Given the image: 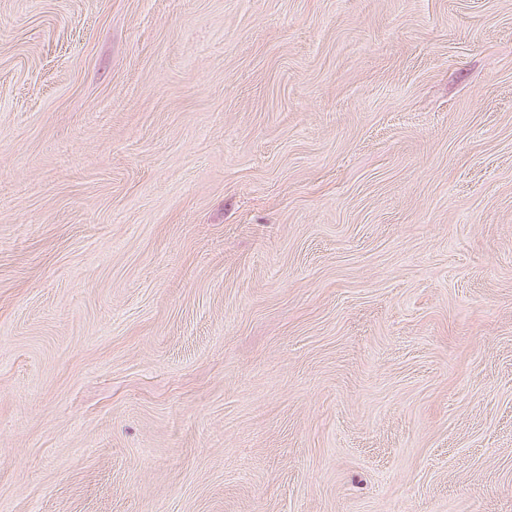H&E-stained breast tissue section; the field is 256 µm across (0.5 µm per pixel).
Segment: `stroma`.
Returning <instances> with one entry per match:
<instances>
[{"label": "stroma", "mask_w": 512, "mask_h": 512, "mask_svg": "<svg viewBox=\"0 0 512 512\" xmlns=\"http://www.w3.org/2000/svg\"><path fill=\"white\" fill-rule=\"evenodd\" d=\"M0 512H512V0H0Z\"/></svg>", "instance_id": "obj_1"}]
</instances>
